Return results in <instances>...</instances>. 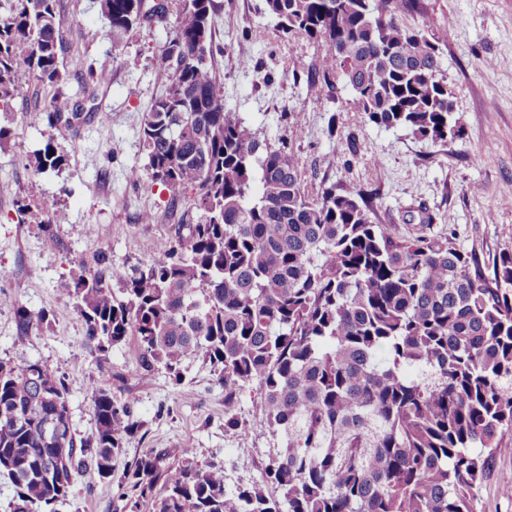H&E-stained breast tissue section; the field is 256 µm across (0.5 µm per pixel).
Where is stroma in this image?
<instances>
[{
    "label": "stroma",
    "mask_w": 512,
    "mask_h": 512,
    "mask_svg": "<svg viewBox=\"0 0 512 512\" xmlns=\"http://www.w3.org/2000/svg\"><path fill=\"white\" fill-rule=\"evenodd\" d=\"M214 39L224 51L213 64L224 92L225 111L252 126L260 139L293 145L301 185L308 194L347 183L360 188L378 224H404L412 208L426 207L432 230L454 227L463 246L512 250V0H420L416 23L426 30L449 28L443 68L454 94L463 139L441 147L403 128L366 121L351 92L338 87L335 103L307 96L305 70L324 52L317 43L288 41L261 0H218ZM60 29L66 77L61 93L82 100L83 122L57 136L68 162L60 171L33 175L31 160L49 130L42 112L47 92L27 75L0 124L14 132L0 150V360L40 361L66 378L69 413L77 436L90 434L94 417L91 381L110 385L119 401L134 404L139 430L101 478L86 460L68 499L55 512H124L126 471L150 450L176 463L191 448L199 461L224 469L226 487L259 480L273 439L262 423L258 395H246L244 416L251 431L238 437L224 430V385L201 360L187 359L182 381L165 369L143 375L134 341L101 353L83 341L81 319L63 294L72 269L93 253L109 252L113 264L131 266L163 251L183 209L171 205L162 186L129 180L143 167L140 128L146 105L168 83L154 68L166 34L134 29L112 37L97 0H62ZM106 64L107 86L84 91L86 75L72 58ZM338 114H331V107ZM335 133H328V124ZM49 210L59 239L47 250L37 221L19 213V203ZM154 212L156 223L138 216ZM44 309L49 323L28 336L16 329L14 305ZM512 433L495 449L476 512H512Z\"/></svg>",
    "instance_id": "35a3bbf8"
}]
</instances>
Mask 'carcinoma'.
Listing matches in <instances>:
<instances>
[{
    "label": "carcinoma",
    "mask_w": 512,
    "mask_h": 512,
    "mask_svg": "<svg viewBox=\"0 0 512 512\" xmlns=\"http://www.w3.org/2000/svg\"><path fill=\"white\" fill-rule=\"evenodd\" d=\"M289 39L325 46L307 69L306 93L341 78L357 111L445 147L464 128L453 118L443 69L448 37L407 23L418 0H263ZM112 35L144 26L167 38L155 58L169 76L144 113L145 177L189 207L168 246L133 268L105 252L82 263L63 291L84 342L106 353L131 338L142 371L177 381L190 357L224 381V431L249 434L241 397L258 386L276 440L261 479L233 491L224 471L190 448L165 470L150 451L125 476L153 512H476L489 460L512 431V251L459 243L456 230L377 224L360 189L301 188L287 142L272 147L224 111L213 68L215 0H99ZM59 0H10L0 19V112L15 77L46 89L64 80ZM87 87L109 68L79 59ZM82 104L59 94L43 112L58 132ZM55 138L32 171H59ZM119 288H113V285ZM19 335L49 321L16 307ZM95 426L76 439L64 376L46 363L0 361V474L16 488L15 512H54L91 454L103 478L137 432L132 405L105 385L90 390ZM273 488L277 494L267 492Z\"/></svg>",
    "instance_id": "carcinoma-1"
}]
</instances>
